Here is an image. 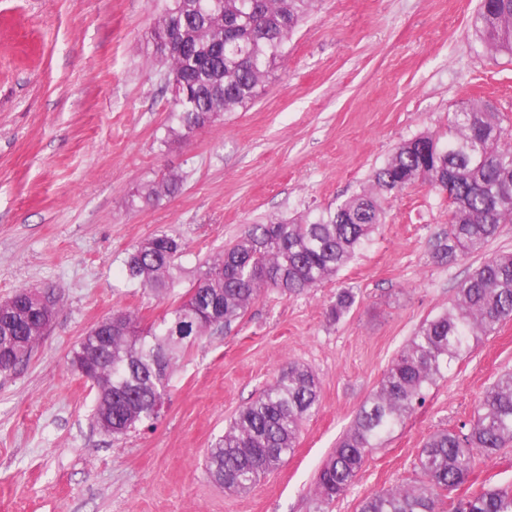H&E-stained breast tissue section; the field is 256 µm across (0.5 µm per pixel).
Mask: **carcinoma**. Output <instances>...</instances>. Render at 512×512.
I'll list each match as a JSON object with an SVG mask.
<instances>
[{"label":"carcinoma","mask_w":512,"mask_h":512,"mask_svg":"<svg viewBox=\"0 0 512 512\" xmlns=\"http://www.w3.org/2000/svg\"><path fill=\"white\" fill-rule=\"evenodd\" d=\"M156 53L179 90L166 132L178 136L252 105L286 53L288 39L317 0H158ZM491 53L512 57V0H480L471 19ZM453 182H448V172ZM449 191L448 231L435 256L448 263L482 256L458 283L448 308L419 326L386 369L379 389L359 409L351 429L320 470L314 512H326L362 470L368 456L403 422L452 364L512 318V253L484 255L500 225L512 223V134L486 102H474L448 120V135L421 134L398 144L370 176L368 188L312 219L280 218L250 224L211 263L193 287L150 326L117 311L99 322L72 351L97 394L95 419L110 435H125L159 419L171 373L187 349L213 330L229 328L268 288L298 295L335 275L384 223L386 200L417 184ZM175 174L147 187L146 199L180 190ZM186 244L163 231L134 246L127 278L164 299L176 281ZM59 296L21 288L0 308V372L25 364L52 322ZM355 303L350 289L336 293L327 314L340 319ZM319 404L314 374L290 364L207 449L209 476L244 493L277 468L301 426ZM512 442V374L498 378L472 419L427 438L418 457L419 480L363 498L360 512H512V489L482 486L458 508L456 492L474 468Z\"/></svg>","instance_id":"obj_1"}]
</instances>
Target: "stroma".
I'll return each instance as SVG.
<instances>
[{
  "mask_svg": "<svg viewBox=\"0 0 512 512\" xmlns=\"http://www.w3.org/2000/svg\"><path fill=\"white\" fill-rule=\"evenodd\" d=\"M477 5L319 0L255 104L170 141L166 68L149 43L154 0H0V301L20 288L61 295L30 360L0 373V512H312L319 469L387 364L472 267L434 257L444 196L418 184L390 198L384 224L336 276L299 295L266 292L230 331L194 343L154 426L102 432L71 352L114 311L152 323L247 225L348 200L400 142L445 134L467 102H492L512 131V59L474 35ZM171 173L178 195L141 198ZM159 231L187 245L164 301L124 267ZM341 288L356 301L333 321ZM291 362L317 376V412L277 470L248 492L224 491L205 448ZM507 373L512 319L431 388L329 512H359L367 495L417 480L425 439L469 422ZM469 483L512 487V443Z\"/></svg>",
  "mask_w": 512,
  "mask_h": 512,
  "instance_id": "1",
  "label": "stroma"
}]
</instances>
